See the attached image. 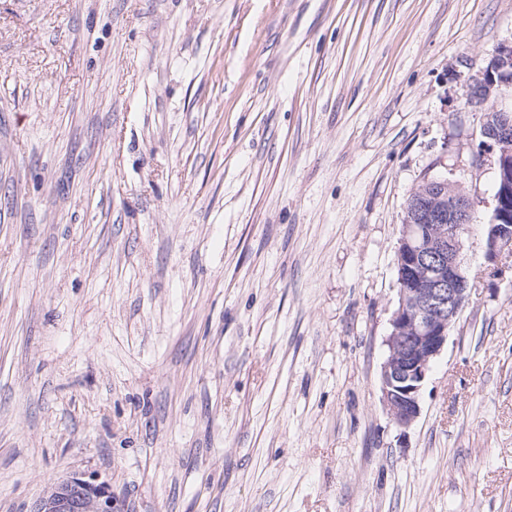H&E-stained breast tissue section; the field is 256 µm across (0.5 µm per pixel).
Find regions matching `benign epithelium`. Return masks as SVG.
Wrapping results in <instances>:
<instances>
[{"mask_svg": "<svg viewBox=\"0 0 512 512\" xmlns=\"http://www.w3.org/2000/svg\"><path fill=\"white\" fill-rule=\"evenodd\" d=\"M512 86V41L498 44L485 68L468 84L469 102L488 106L477 156L495 154L496 182L487 256L496 260L512 250V111L495 101ZM414 223L404 225L397 248L398 306L386 337L381 366L382 404L395 424L411 426L420 414V398L432 363L448 343L469 296L464 269V237L474 200L447 180H428L414 190ZM32 512H119L109 483L74 474L48 490Z\"/></svg>", "mask_w": 512, "mask_h": 512, "instance_id": "1", "label": "benign epithelium"}]
</instances>
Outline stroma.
Returning a JSON list of instances; mask_svg holds the SVG:
<instances>
[{"mask_svg":"<svg viewBox=\"0 0 512 512\" xmlns=\"http://www.w3.org/2000/svg\"><path fill=\"white\" fill-rule=\"evenodd\" d=\"M512 0H0V512H512V254L467 85ZM475 201L396 425L409 195ZM106 481L93 475L74 474L48 490L32 512H118Z\"/></svg>","mask_w":512,"mask_h":512,"instance_id":"1","label":"stroma"}]
</instances>
